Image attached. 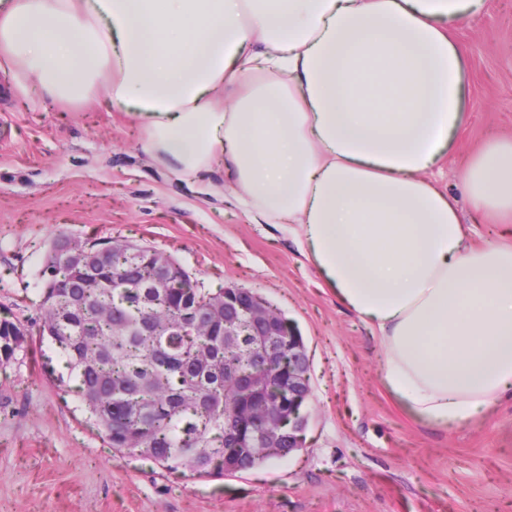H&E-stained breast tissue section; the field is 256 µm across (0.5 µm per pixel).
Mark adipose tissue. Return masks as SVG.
I'll use <instances>...</instances> for the list:
<instances>
[{"mask_svg": "<svg viewBox=\"0 0 512 512\" xmlns=\"http://www.w3.org/2000/svg\"><path fill=\"white\" fill-rule=\"evenodd\" d=\"M477 0H0V68L54 100L107 89L146 151L194 178L224 161L256 220L299 225L339 301L379 333L382 379L451 429L512 393V247H470L425 178L464 119L440 28ZM512 218V139L465 172Z\"/></svg>", "mask_w": 512, "mask_h": 512, "instance_id": "1", "label": "adipose tissue"}]
</instances>
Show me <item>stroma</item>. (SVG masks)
Returning <instances> with one entry per match:
<instances>
[{"label":"stroma","instance_id":"stroma-1","mask_svg":"<svg viewBox=\"0 0 512 512\" xmlns=\"http://www.w3.org/2000/svg\"><path fill=\"white\" fill-rule=\"evenodd\" d=\"M447 30L464 58L465 118L430 178L455 199L469 245H511L512 223L476 212L462 177L512 137V0H480ZM145 139L125 105L46 101L0 69V322L37 333L57 236L152 247L207 292L258 293L302 336L305 445L208 476L117 452L64 364L45 366L50 343L33 342L0 366V512H512V399L450 430L409 418L382 381L372 326L336 298L302 236L255 220L223 164L187 181Z\"/></svg>","mask_w":512,"mask_h":512}]
</instances>
